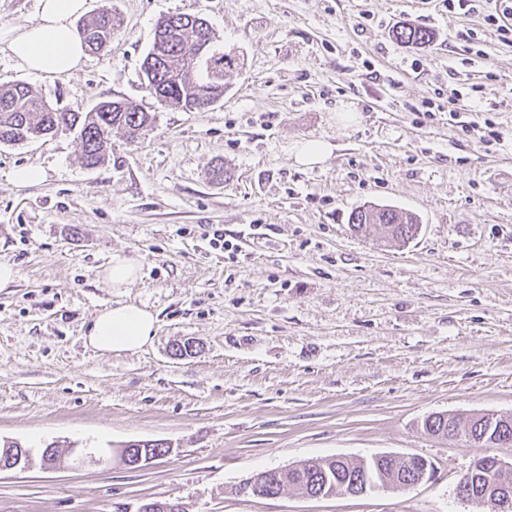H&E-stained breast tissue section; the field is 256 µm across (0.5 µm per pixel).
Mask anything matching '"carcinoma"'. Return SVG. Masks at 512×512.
I'll return each mask as SVG.
<instances>
[{"label": "carcinoma", "instance_id": "carcinoma-1", "mask_svg": "<svg viewBox=\"0 0 512 512\" xmlns=\"http://www.w3.org/2000/svg\"><path fill=\"white\" fill-rule=\"evenodd\" d=\"M199 17L176 15L164 19L166 28L154 35L151 49L144 58L142 69L145 89L160 103L188 108L189 105L224 98V72L235 58L224 53V45L212 39L207 54L196 61L197 43L201 39ZM115 23L112 13L102 11L82 19L76 32L86 49L100 51L105 42H112ZM401 44L428 45L432 34L418 26L407 25L394 32ZM155 117L141 111L127 99L101 101L86 112L59 111L46 102L39 92L26 83L18 82L0 88V143H17L37 134L53 135L60 130L76 134L86 166L95 167L104 161L112 129L125 132L135 140L150 128ZM349 222L358 232L378 236L386 233L393 239L408 241L417 235L419 224L415 216L401 210L369 206L353 211ZM424 429L436 435L447 429L466 426V422L450 416L425 420ZM307 477L312 488L336 489V462H326L313 470H290L279 475L276 488L280 491L300 483Z\"/></svg>", "mask_w": 512, "mask_h": 512}]
</instances>
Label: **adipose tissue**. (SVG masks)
<instances>
[{"label": "adipose tissue", "instance_id": "1", "mask_svg": "<svg viewBox=\"0 0 512 512\" xmlns=\"http://www.w3.org/2000/svg\"><path fill=\"white\" fill-rule=\"evenodd\" d=\"M87 9L86 0H39L38 11L27 25L11 32L7 47L24 69L47 75H68L80 68L85 47L73 26ZM156 318L133 304L110 306L92 319L87 338L103 353L133 352L150 342Z\"/></svg>", "mask_w": 512, "mask_h": 512}]
</instances>
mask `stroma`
Listing matches in <instances>:
<instances>
[{
	"label": "stroma",
	"instance_id": "stroma-1",
	"mask_svg": "<svg viewBox=\"0 0 512 512\" xmlns=\"http://www.w3.org/2000/svg\"><path fill=\"white\" fill-rule=\"evenodd\" d=\"M38 0H0V86L84 112L155 116L85 166L73 133L0 144V438L81 448L65 469L0 475V512H481L456 481L484 450L428 434L433 414L512 416V38L444 0H87L118 26L68 76L16 65L8 34ZM198 15L235 59L204 111L161 106L142 62L157 22ZM412 24L429 45L398 43ZM462 111L454 123L450 109ZM477 129H469V122ZM333 146L320 166L297 147ZM42 168L19 186L11 173ZM223 167V179L212 175ZM415 215L406 242L355 233V209ZM224 231L226 249L207 236ZM136 255L138 280L102 278ZM156 317L142 350L101 355L94 315ZM191 343L188 353L176 348ZM159 440L131 469L108 448ZM418 455L428 481L323 499L243 496L260 471L310 457Z\"/></svg>",
	"mask_w": 512,
	"mask_h": 512
}]
</instances>
